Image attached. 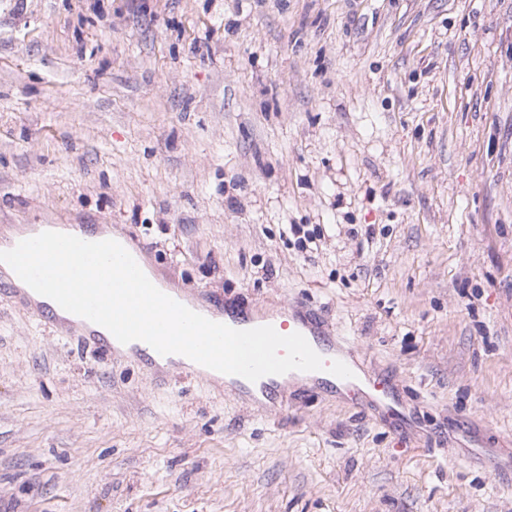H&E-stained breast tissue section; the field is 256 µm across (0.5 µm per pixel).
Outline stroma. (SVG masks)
Wrapping results in <instances>:
<instances>
[{"label":"stroma","instance_id":"35a3bbf8","mask_svg":"<svg viewBox=\"0 0 512 512\" xmlns=\"http://www.w3.org/2000/svg\"><path fill=\"white\" fill-rule=\"evenodd\" d=\"M8 224L317 313L403 415L159 385L0 295V512H512V0H0Z\"/></svg>","mask_w":512,"mask_h":512}]
</instances>
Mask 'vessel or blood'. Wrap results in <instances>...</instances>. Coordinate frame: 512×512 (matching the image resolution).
<instances>
[{
	"label": "vessel or blood",
	"mask_w": 512,
	"mask_h": 512,
	"mask_svg": "<svg viewBox=\"0 0 512 512\" xmlns=\"http://www.w3.org/2000/svg\"><path fill=\"white\" fill-rule=\"evenodd\" d=\"M224 323L238 330L269 325L282 335L295 332L302 334L312 349L322 358L325 366L338 360L346 364L353 373L352 378L342 379L326 371L325 368L321 371L308 372L307 377L311 381L313 389L339 395L347 393L358 396L363 394L367 397V406L375 409L385 408L388 392L384 383L371 378L367 379L366 383H359L354 376L355 371L359 369L358 363L349 351L327 335L324 327L314 315L294 310L284 312L277 317L229 311L224 315ZM54 327L57 332L73 339L81 347L95 345L102 349L103 353L110 355L118 354L120 351L121 344L116 338H109L92 331L89 321L85 318H77L73 323L58 320L55 321ZM134 353L141 357L145 367L153 370L162 378L168 375V365L175 362L174 356L159 354L149 344L142 341L135 342ZM226 381L239 399L253 403L258 408L268 409L274 406L277 396L285 386L287 377L283 374L267 375L251 382L243 377L230 375L227 376Z\"/></svg>",
	"instance_id": "obj_1"
}]
</instances>
